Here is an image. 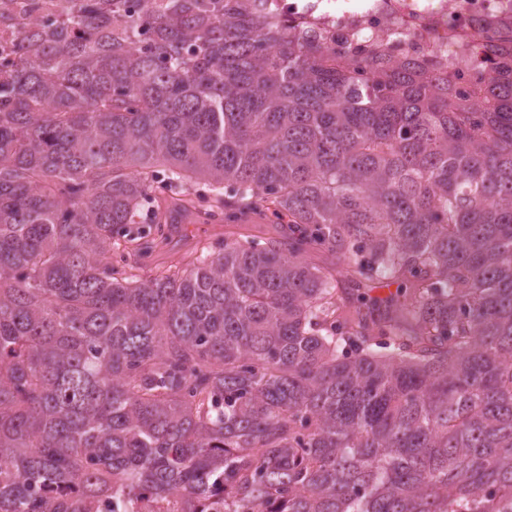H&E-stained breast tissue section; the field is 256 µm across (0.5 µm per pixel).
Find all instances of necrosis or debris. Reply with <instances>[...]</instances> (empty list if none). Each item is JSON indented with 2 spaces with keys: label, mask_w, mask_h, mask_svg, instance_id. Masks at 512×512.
<instances>
[{
  "label": "necrosis or debris",
  "mask_w": 512,
  "mask_h": 512,
  "mask_svg": "<svg viewBox=\"0 0 512 512\" xmlns=\"http://www.w3.org/2000/svg\"><path fill=\"white\" fill-rule=\"evenodd\" d=\"M304 34L342 38L355 49L385 41L401 58L439 66L463 90L474 47L493 29L512 30V0H256Z\"/></svg>",
  "instance_id": "necrosis-or-debris-1"
}]
</instances>
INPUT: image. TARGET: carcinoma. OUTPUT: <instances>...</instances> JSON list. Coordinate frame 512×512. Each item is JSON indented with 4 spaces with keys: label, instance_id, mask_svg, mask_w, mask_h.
<instances>
[{
    "label": "carcinoma",
    "instance_id": "1",
    "mask_svg": "<svg viewBox=\"0 0 512 512\" xmlns=\"http://www.w3.org/2000/svg\"><path fill=\"white\" fill-rule=\"evenodd\" d=\"M51 4L0 0V512H512V48L466 97L252 0ZM216 210L273 233L141 274Z\"/></svg>",
    "mask_w": 512,
    "mask_h": 512
}]
</instances>
